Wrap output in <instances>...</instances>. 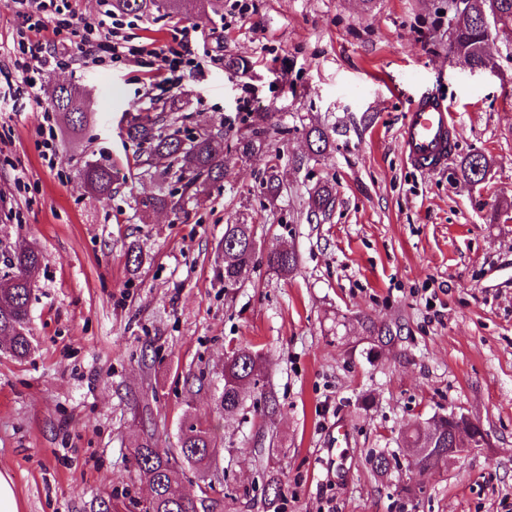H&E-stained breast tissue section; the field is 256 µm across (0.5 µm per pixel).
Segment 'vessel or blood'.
<instances>
[{
	"label": "vessel or blood",
	"mask_w": 512,
	"mask_h": 512,
	"mask_svg": "<svg viewBox=\"0 0 512 512\" xmlns=\"http://www.w3.org/2000/svg\"><path fill=\"white\" fill-rule=\"evenodd\" d=\"M457 126L442 101L419 99L405 112L399 130L400 146L408 161L423 171L447 163L457 141Z\"/></svg>",
	"instance_id": "obj_1"
}]
</instances>
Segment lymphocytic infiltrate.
<instances>
[{"instance_id": "1", "label": "lymphocytic infiltrate", "mask_w": 512, "mask_h": 512, "mask_svg": "<svg viewBox=\"0 0 512 512\" xmlns=\"http://www.w3.org/2000/svg\"><path fill=\"white\" fill-rule=\"evenodd\" d=\"M8 9L19 21L12 54L16 76L7 80L8 90L41 104L47 77L68 69L73 57L70 46L82 56L107 55L155 67L161 92L176 89L173 73H202L204 65L192 50L193 29L178 28L171 43L155 46L130 45L119 36L121 22L103 11L96 24H80L73 0H8Z\"/></svg>"}]
</instances>
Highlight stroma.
<instances>
[{"instance_id":"1","label":"stroma","mask_w":512,"mask_h":512,"mask_svg":"<svg viewBox=\"0 0 512 512\" xmlns=\"http://www.w3.org/2000/svg\"><path fill=\"white\" fill-rule=\"evenodd\" d=\"M220 12L123 15L131 44L170 41L196 26L202 74L176 92L184 133L223 130V183L182 210L143 216L157 193L139 175L127 122L153 115L146 68L121 59L62 72L90 104L88 123L0 103V275L16 247L44 261L30 299L33 349L0 350V467L20 512H97L149 495L130 460L153 438L172 448L185 416L207 419L219 458L205 478L216 512H503L512 503V42L491 37L494 72L450 54L460 17L448 0H248ZM244 61L229 68V59ZM442 96L459 127L447 164L423 173L404 159L399 128L423 94ZM269 114L268 150L240 158L250 116ZM325 131L311 154L306 134ZM52 129L57 157H42ZM473 153L492 162L463 180ZM110 167L112 195L83 187L87 163ZM277 165L280 189L265 172ZM329 184L336 200L313 213ZM255 228L258 255L286 247L297 267L255 263L225 288V224ZM139 246L143 263L128 252ZM250 345L263 375L244 407L215 406L224 361ZM276 400L264 409V393ZM456 410L488 447L425 477L400 429ZM347 435L343 459L329 436ZM392 454L386 474L372 458ZM199 472L180 487L198 491Z\"/></svg>"}]
</instances>
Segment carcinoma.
Listing matches in <instances>:
<instances>
[{"instance_id": "obj_1", "label": "carcinoma", "mask_w": 512, "mask_h": 512, "mask_svg": "<svg viewBox=\"0 0 512 512\" xmlns=\"http://www.w3.org/2000/svg\"><path fill=\"white\" fill-rule=\"evenodd\" d=\"M112 8L120 13L144 14L151 8H160L162 0H111ZM464 11L468 12L461 28L456 30L454 41L467 50L471 64L482 63L481 45L487 35L484 19L496 17L512 24V0H466ZM50 102L56 112H62L72 127L87 123L82 99L74 90L66 91L51 86ZM182 111L179 100L162 101L154 118H146L130 124L126 134L129 140L147 145L148 155L142 165L155 169V175L166 182L172 172L178 173L182 182L181 192L159 190L140 201L145 214L165 209H183L186 202L197 198L208 185L224 180V133L198 132L185 138L164 135L160 129L166 123H175L174 114ZM265 117L257 116L249 131L237 138L236 149L243 157H249L265 146ZM488 159L482 153L468 156L462 173L468 180L482 181L487 175ZM81 182L90 193L103 197L112 194V169L89 162L81 173ZM335 201L333 187L323 185L314 194V209L326 212ZM252 231L248 224L224 225V287L233 288L245 270L256 262L255 249L249 246ZM269 268L279 274H288L297 264L294 253L273 248L265 255ZM43 255L38 250L15 251L8 259L10 272L0 279V337L10 340L14 357L22 359L29 355L32 346L29 339V303L31 288L39 276ZM260 375L259 354L250 347H238L231 351L224 363V385L217 398V405L226 416L236 414L243 406L239 390L257 383ZM189 430L193 435H178L180 462L207 471L215 461L218 448L207 421L190 418ZM404 439L410 448H424L432 444L433 450L448 448V430H443L441 439L430 430L420 433L413 426L406 428ZM137 476L146 481L151 495L140 504L141 512H214V504L188 497L178 492L179 470L177 462L171 460L170 450L159 448L152 438H147L133 449Z\"/></svg>"}]
</instances>
